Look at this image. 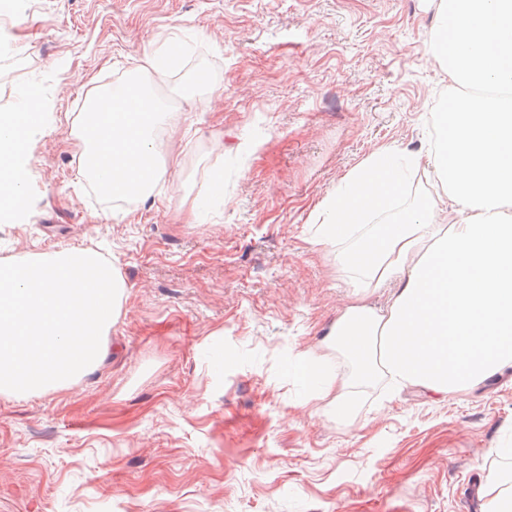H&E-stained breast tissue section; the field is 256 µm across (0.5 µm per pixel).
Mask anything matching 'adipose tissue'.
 <instances>
[{
	"label": "adipose tissue",
	"mask_w": 512,
	"mask_h": 512,
	"mask_svg": "<svg viewBox=\"0 0 512 512\" xmlns=\"http://www.w3.org/2000/svg\"><path fill=\"white\" fill-rule=\"evenodd\" d=\"M438 16L451 37L433 52L450 80L512 85V0H439ZM441 125L445 141L428 160L379 148L325 209L320 241L345 244L351 288L328 345L351 370L324 372L312 356L300 370L337 416L354 413V387L378 378L394 393L448 397L512 367V105L469 97ZM43 131L30 94L0 114V201L12 209L27 202L18 158ZM409 170L440 190L412 213L392 212ZM385 212L387 222L370 223ZM383 288L384 306L369 304Z\"/></svg>",
	"instance_id": "ef3b65f1"
}]
</instances>
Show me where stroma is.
<instances>
[{
    "label": "stroma",
    "mask_w": 512,
    "mask_h": 512,
    "mask_svg": "<svg viewBox=\"0 0 512 512\" xmlns=\"http://www.w3.org/2000/svg\"><path fill=\"white\" fill-rule=\"evenodd\" d=\"M14 2L0 113L37 85L44 133L23 213L0 207V263L91 248L125 288L93 372L0 394V512H485L474 483L512 461L511 367L449 400L379 380L347 419L294 367H335L349 293L319 213L374 149L431 154L465 94L431 52L439 0ZM174 35L196 46L156 86L172 165L108 208L85 191L80 118ZM199 70L209 85L185 89Z\"/></svg>",
    "instance_id": "1"
}]
</instances>
